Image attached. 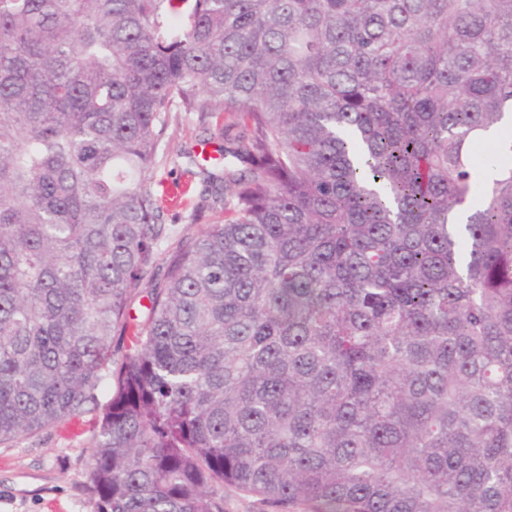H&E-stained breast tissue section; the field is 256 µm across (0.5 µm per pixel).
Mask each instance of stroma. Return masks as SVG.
<instances>
[{
    "label": "stroma",
    "instance_id": "1",
    "mask_svg": "<svg viewBox=\"0 0 512 512\" xmlns=\"http://www.w3.org/2000/svg\"><path fill=\"white\" fill-rule=\"evenodd\" d=\"M214 123L198 115L175 113L166 132L170 155L194 149L217 157L221 144L214 138ZM181 165L167 163L157 171L158 195L165 207L168 250L179 239L197 232L189 217L202 201L201 183L180 200H172L174 183L182 181ZM92 414L65 420L38 432L0 443V512H97L89 490V455L94 442Z\"/></svg>",
    "mask_w": 512,
    "mask_h": 512
}]
</instances>
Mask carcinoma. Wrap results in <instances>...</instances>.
<instances>
[{"instance_id":"1","label":"carcinoma","mask_w":512,"mask_h":512,"mask_svg":"<svg viewBox=\"0 0 512 512\" xmlns=\"http://www.w3.org/2000/svg\"><path fill=\"white\" fill-rule=\"evenodd\" d=\"M510 119L512 0H0V442L101 410L98 512H512ZM215 120L203 123L197 114L176 112L166 132V141L171 161L157 170L156 179L161 181L157 186L159 198H162L165 207L166 224L169 228V239L160 244V251H167L179 239L196 233L202 224H190L189 216L203 200L201 185L198 179L194 180L191 191L177 203L170 196L173 184L183 180V159L178 158L180 151L193 148L196 153L203 152L204 157H219V147L222 141L216 136L214 139L202 143L204 138L214 136ZM173 160L176 163H173ZM179 164V165H178ZM224 512H281L257 497L224 488Z\"/></svg>"}]
</instances>
